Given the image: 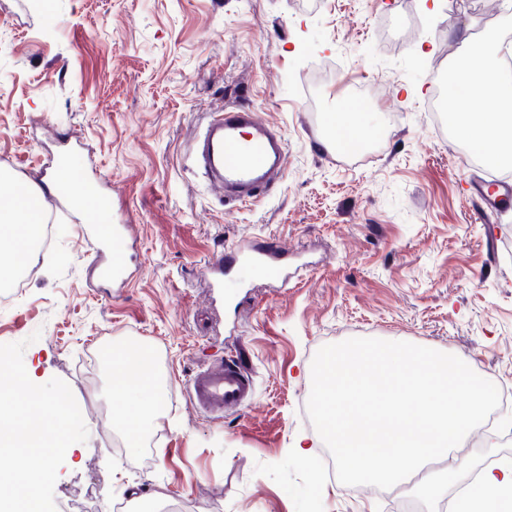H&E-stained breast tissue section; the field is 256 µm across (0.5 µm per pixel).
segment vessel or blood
<instances>
[{
    "label": "vessel or blood",
    "instance_id": "obj_1",
    "mask_svg": "<svg viewBox=\"0 0 512 512\" xmlns=\"http://www.w3.org/2000/svg\"><path fill=\"white\" fill-rule=\"evenodd\" d=\"M198 163L212 187L225 200L244 203L256 199L270 185L274 174L281 171L286 159L284 141L255 112L243 106H227L216 112L207 123L197 148ZM491 208L512 202V183L502 179L488 180ZM64 206L83 214L84 234L92 238L95 252H108L99 266L101 277L125 280L123 251L126 225L112 224L110 204L96 184L87 183L81 195H65ZM268 278L282 274L279 256L271 251L256 250L250 256ZM186 393L190 404L215 418L250 404L255 395L252 375L231 360H222L196 371Z\"/></svg>",
    "mask_w": 512,
    "mask_h": 512
}]
</instances>
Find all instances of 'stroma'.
Listing matches in <instances>:
<instances>
[{
  "label": "stroma",
  "mask_w": 512,
  "mask_h": 512,
  "mask_svg": "<svg viewBox=\"0 0 512 512\" xmlns=\"http://www.w3.org/2000/svg\"><path fill=\"white\" fill-rule=\"evenodd\" d=\"M512 34V0H0V168L42 184L61 157L106 175L111 221L130 227L125 287L91 276L77 213L18 298L0 344L28 340L31 380L71 388L88 439L71 445L55 502L86 512H398L405 486L367 494L294 445L318 433L305 407L324 345L406 341L512 387V213L479 215L488 174L425 107L463 36ZM252 108L287 143L283 174L245 204L212 194L192 148L211 112ZM364 124V158L326 148L331 113ZM251 241L277 250L289 283L242 266L210 291L201 269ZM140 338L171 408L144 447L122 450L102 346ZM234 359L256 380L246 408L213 421L186 398L194 372ZM512 454V405L490 430Z\"/></svg>",
  "instance_id": "1"
}]
</instances>
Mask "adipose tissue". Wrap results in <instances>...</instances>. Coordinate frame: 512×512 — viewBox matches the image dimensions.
<instances>
[{"label": "adipose tissue", "mask_w": 512, "mask_h": 512, "mask_svg": "<svg viewBox=\"0 0 512 512\" xmlns=\"http://www.w3.org/2000/svg\"><path fill=\"white\" fill-rule=\"evenodd\" d=\"M504 56L500 49L473 43L460 64L453 82L463 94L449 95L448 116L457 136L488 161L512 166V139L503 135L512 126V83L503 77ZM492 104V111L473 117L469 101ZM47 206L45 195L32 182H18L0 170V282L11 281L16 273L18 253L36 240L38 216ZM111 369L117 376L119 403L114 412L123 424L129 447H138L162 413L161 388L150 350L129 343L114 353ZM497 504V512H512V463L486 470L478 484L461 498L458 512H483L487 504Z\"/></svg>", "instance_id": "ef3b65f1"}]
</instances>
